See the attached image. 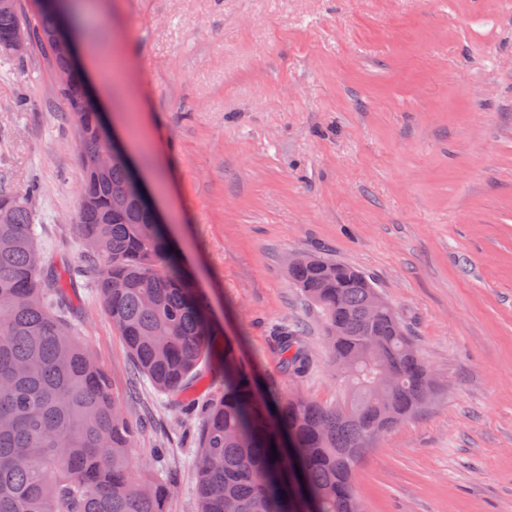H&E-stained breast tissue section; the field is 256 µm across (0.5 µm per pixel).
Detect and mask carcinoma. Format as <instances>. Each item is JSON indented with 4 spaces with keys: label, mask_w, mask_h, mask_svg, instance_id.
<instances>
[{
    "label": "carcinoma",
    "mask_w": 512,
    "mask_h": 512,
    "mask_svg": "<svg viewBox=\"0 0 512 512\" xmlns=\"http://www.w3.org/2000/svg\"><path fill=\"white\" fill-rule=\"evenodd\" d=\"M78 0H45L26 14L0 0V54L20 29L39 42L56 74L85 179L76 227L103 309L123 337L138 375L186 412L181 394L206 365L223 382L205 405L198 438L199 512H363L352 474L370 441L421 412L439 386L393 308L373 307L372 281L328 257L307 256L288 278L322 314L336 378L333 404L259 391L252 367L224 340L205 295L194 288L168 229L154 223L124 157L84 90L69 40ZM112 154L99 173L95 161ZM33 183L0 187V512H165L171 480L138 476L130 461L143 423L121 411L108 379L75 330L73 276L40 254ZM128 208L112 213V195ZM271 340L281 369L307 377L313 356L300 326L281 322ZM392 374L385 389L382 372Z\"/></svg>",
    "instance_id": "obj_1"
}]
</instances>
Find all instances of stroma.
Masks as SVG:
<instances>
[{
    "label": "stroma",
    "mask_w": 512,
    "mask_h": 512,
    "mask_svg": "<svg viewBox=\"0 0 512 512\" xmlns=\"http://www.w3.org/2000/svg\"><path fill=\"white\" fill-rule=\"evenodd\" d=\"M78 29L94 96L163 173L150 193L259 385L341 393L295 253L369 275L434 368L427 408L354 471L364 512H512V0H96ZM68 125L39 43L0 56V181H38L40 248L74 268ZM75 289L79 335L145 423L134 463L173 480L167 512H198L203 411L136 379L95 282ZM295 320L314 355L301 381L270 343Z\"/></svg>",
    "instance_id": "obj_1"
}]
</instances>
